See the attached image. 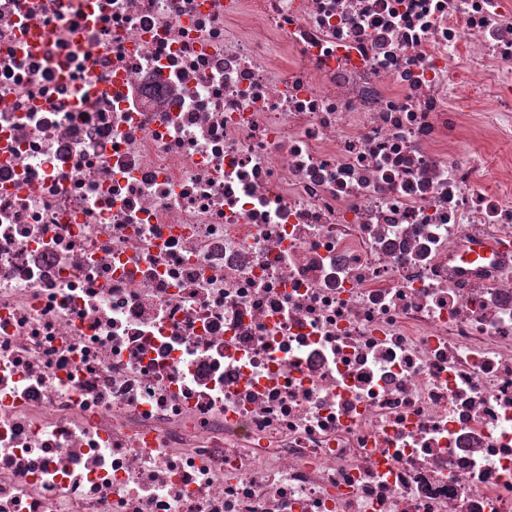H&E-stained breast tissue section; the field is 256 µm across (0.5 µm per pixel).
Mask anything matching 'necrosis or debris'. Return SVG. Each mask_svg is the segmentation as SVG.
Here are the masks:
<instances>
[{
	"label": "necrosis or debris",
	"mask_w": 512,
	"mask_h": 512,
	"mask_svg": "<svg viewBox=\"0 0 512 512\" xmlns=\"http://www.w3.org/2000/svg\"><path fill=\"white\" fill-rule=\"evenodd\" d=\"M0 512H512V0H0Z\"/></svg>",
	"instance_id": "1"
}]
</instances>
